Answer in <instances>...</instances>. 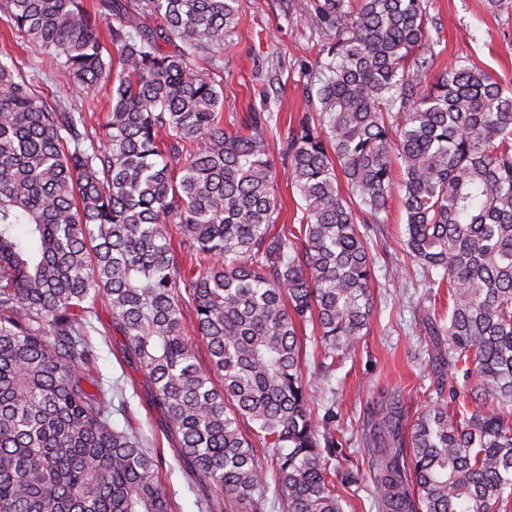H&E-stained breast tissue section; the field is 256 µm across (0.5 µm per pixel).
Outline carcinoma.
<instances>
[{
    "label": "carcinoma",
    "mask_w": 512,
    "mask_h": 512,
    "mask_svg": "<svg viewBox=\"0 0 512 512\" xmlns=\"http://www.w3.org/2000/svg\"><path fill=\"white\" fill-rule=\"evenodd\" d=\"M240 7L0 0L51 66L112 84L96 142L86 113L0 59V512H174L158 459L112 425L89 370L99 300L189 478L242 512H266L272 482L282 512H343L341 443L313 416L304 340L333 361L355 350L373 310L359 224L380 223L395 191L410 256L452 303L429 334L487 410L452 396L409 426L397 396L382 402L367 441L375 506L512 512V92L468 59L430 81L426 0H318L319 107L280 149L259 113L247 134L224 126L222 89L192 64L219 67ZM275 152L297 227L277 224ZM169 224L198 265H177Z\"/></svg>",
    "instance_id": "obj_1"
}]
</instances>
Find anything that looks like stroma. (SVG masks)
I'll list each match as a JSON object with an SVG mask.
<instances>
[{
    "mask_svg": "<svg viewBox=\"0 0 512 512\" xmlns=\"http://www.w3.org/2000/svg\"><path fill=\"white\" fill-rule=\"evenodd\" d=\"M315 3L242 0L241 20L224 46V115L241 120L251 112L274 113L277 121L267 134L280 142L298 126L324 41L315 21ZM428 6L437 53L431 76L467 57L512 91V6L496 14L487 12L482 0H428ZM0 50L12 56L39 93L53 92L75 103L89 113L94 129H101L110 107L105 86L80 89L63 74L49 71L42 51L11 36L2 17ZM381 218V223L367 227L376 266L371 287L374 311L366 335L354 353L331 368H323L319 357L309 360L315 397L336 413L333 425L343 444L336 459V485L349 503L344 512H377L365 464V440L371 431L372 410L384 396H399L411 413L454 390L462 403H474L463 370H449L435 355L427 322L447 302H431L420 269L405 253V214L398 198L389 200ZM92 323L91 339L97 348L92 371L110 391L113 426L130 424L141 430L147 448L159 459L161 482L174 507L198 512L195 502L201 489L181 470L174 453L176 438L164 413L152 402L149 381L125 354L124 338L113 331L105 303L97 304Z\"/></svg>",
    "mask_w": 512,
    "mask_h": 512,
    "instance_id": "35a3bbf8",
    "label": "stroma"
}]
</instances>
